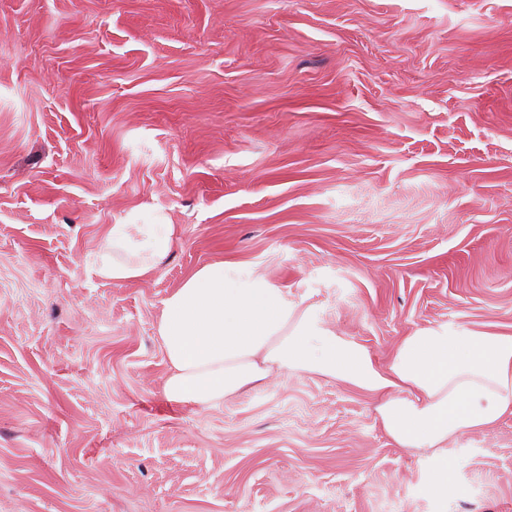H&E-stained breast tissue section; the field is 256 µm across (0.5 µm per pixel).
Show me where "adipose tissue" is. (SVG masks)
Listing matches in <instances>:
<instances>
[{"label":"adipose tissue","instance_id":"obj_1","mask_svg":"<svg viewBox=\"0 0 512 512\" xmlns=\"http://www.w3.org/2000/svg\"><path fill=\"white\" fill-rule=\"evenodd\" d=\"M171 224H116L94 272L143 278L171 252ZM169 402L202 408L262 385L272 374L314 373L381 394L384 431L402 448L433 450V482L448 483L449 439L512 414V335L440 325L405 336L387 370L325 326L286 289L214 262L165 301L158 324Z\"/></svg>","mask_w":512,"mask_h":512}]
</instances>
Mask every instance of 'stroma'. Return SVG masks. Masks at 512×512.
Masks as SVG:
<instances>
[{
	"label": "stroma",
	"mask_w": 512,
	"mask_h": 512,
	"mask_svg": "<svg viewBox=\"0 0 512 512\" xmlns=\"http://www.w3.org/2000/svg\"><path fill=\"white\" fill-rule=\"evenodd\" d=\"M115 224L177 241L105 280ZM216 261L383 367L512 334V0H0V512H512V416L438 490L338 380L169 403L164 302Z\"/></svg>",
	"instance_id": "obj_1"
}]
</instances>
